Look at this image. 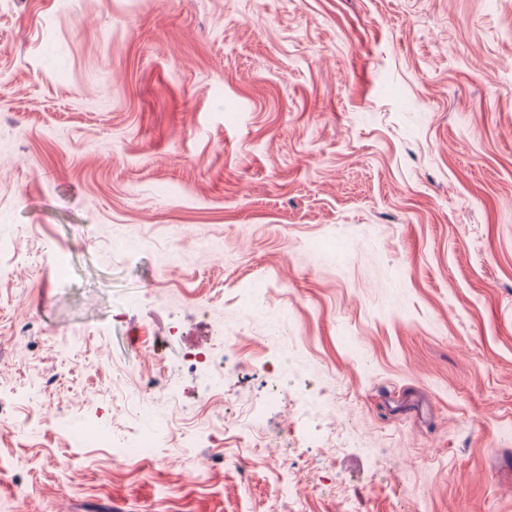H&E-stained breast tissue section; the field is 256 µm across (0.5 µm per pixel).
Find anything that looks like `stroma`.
<instances>
[{
  "mask_svg": "<svg viewBox=\"0 0 512 512\" xmlns=\"http://www.w3.org/2000/svg\"><path fill=\"white\" fill-rule=\"evenodd\" d=\"M0 399V512H512V0H0ZM84 433L98 436L97 439L103 443L101 448H107L113 459H122L126 462L135 460L159 462L163 460L162 454L169 442L165 429L156 427L133 440L114 432L107 426L101 428L98 425L90 430H81L79 434L82 440L86 439L83 438Z\"/></svg>",
  "mask_w": 512,
  "mask_h": 512,
  "instance_id": "1",
  "label": "stroma"
}]
</instances>
